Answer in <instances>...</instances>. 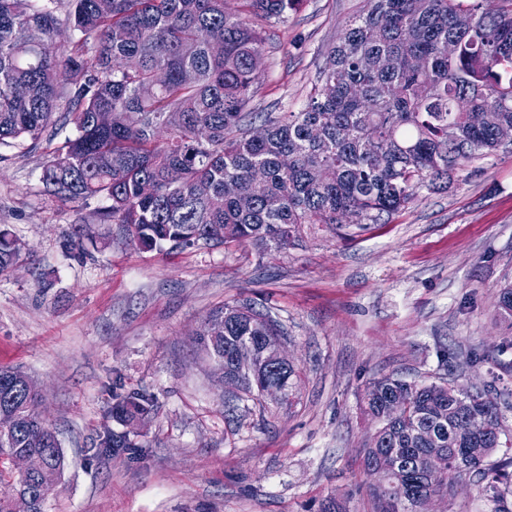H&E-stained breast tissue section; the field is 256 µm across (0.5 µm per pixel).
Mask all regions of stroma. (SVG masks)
Instances as JSON below:
<instances>
[{
    "instance_id": "obj_1",
    "label": "stroma",
    "mask_w": 512,
    "mask_h": 512,
    "mask_svg": "<svg viewBox=\"0 0 512 512\" xmlns=\"http://www.w3.org/2000/svg\"><path fill=\"white\" fill-rule=\"evenodd\" d=\"M362 0H302L266 24L252 106L298 112ZM52 147L0 145V228L25 246L0 275V366L44 391L65 456L47 512H318L327 497L375 512L360 409L383 375L491 390L512 442V149L447 188L337 236L318 224L282 251L200 243L163 254L113 238L108 201L48 195ZM270 308L301 371L298 402L237 405L194 342L227 303ZM154 393L137 451L93 459L112 397Z\"/></svg>"
}]
</instances>
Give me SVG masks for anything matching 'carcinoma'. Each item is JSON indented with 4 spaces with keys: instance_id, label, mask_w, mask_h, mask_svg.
Returning a JSON list of instances; mask_svg holds the SVG:
<instances>
[{
    "instance_id": "cac0c4a2",
    "label": "carcinoma",
    "mask_w": 512,
    "mask_h": 512,
    "mask_svg": "<svg viewBox=\"0 0 512 512\" xmlns=\"http://www.w3.org/2000/svg\"><path fill=\"white\" fill-rule=\"evenodd\" d=\"M69 2L65 23L75 38L63 49L54 9L0 0V144L51 141L59 127L74 126L43 169L46 192L74 202L107 198L99 220L121 239L136 236L145 251L200 241L282 251L308 224L335 231L376 223L504 147L497 132L512 126V0H498L493 12L483 0H363L304 108L261 115L259 137L250 133L267 51L259 21H288L300 0H241L236 14L224 0ZM461 14L472 16L471 27H459ZM33 29L43 42H30ZM214 38L224 39L220 56L210 52ZM229 182L237 193L226 192ZM199 183L208 195H196ZM23 250L0 231L1 274ZM283 336L269 311L244 302L213 311L195 342L224 362L220 377L243 380L244 394L260 397L277 384L278 401L290 405L297 369L265 356ZM246 341L254 357L244 368L234 353ZM30 380L0 367V512H12L19 495L30 512H46L43 490L64 471ZM396 392L408 399L398 413L387 404ZM362 401L380 422L363 448L379 512H421L428 498L460 484L496 504L500 486L512 483V460L497 470L485 464L502 433L485 394L386 375L368 382ZM156 403L146 390L115 395L106 420L146 418ZM136 448L106 423L90 457ZM16 455L41 465L17 475L9 462Z\"/></svg>"
}]
</instances>
